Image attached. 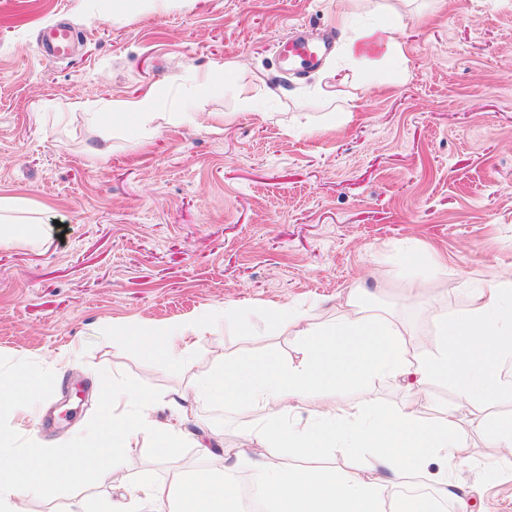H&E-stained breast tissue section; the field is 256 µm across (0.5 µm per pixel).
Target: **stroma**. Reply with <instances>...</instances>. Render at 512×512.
<instances>
[{
  "label": "stroma",
  "mask_w": 512,
  "mask_h": 512,
  "mask_svg": "<svg viewBox=\"0 0 512 512\" xmlns=\"http://www.w3.org/2000/svg\"><path fill=\"white\" fill-rule=\"evenodd\" d=\"M341 0H155L142 12L90 16L86 0H0V196H20L38 239L0 247V376L31 373L46 402L30 432L0 414L14 448L32 438L57 446L97 443L98 386L132 382L170 418L182 399L188 439L180 456L136 449L123 480L88 473L29 512H76L107 500L129 512L146 483L175 471L222 468L225 451L256 459L252 413L196 399L216 371L211 339L231 356L297 355V338L268 305L281 302L319 322L364 288L375 308L430 338L437 314L512 263V0H362L372 22H400L402 64L386 63L387 91L356 100L305 96L339 63L294 73L283 45L336 27ZM65 24L77 34L68 58L41 55L40 35ZM234 62V82L195 97L201 73ZM262 76L255 112L239 85ZM157 84L161 109L218 112L220 131L154 123L132 134L104 120L113 100ZM431 248L405 262V251ZM421 285L405 304L401 289ZM249 310L245 329L226 306ZM203 316L209 327L176 361L116 347L113 332ZM68 351V365L57 355ZM215 454L200 460L193 435ZM474 465L458 478L477 500L512 512V471L491 483L482 465L490 437L468 430Z\"/></svg>",
  "instance_id": "stroma-1"
}]
</instances>
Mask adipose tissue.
Instances as JSON below:
<instances>
[{
	"instance_id": "1",
	"label": "adipose tissue",
	"mask_w": 512,
	"mask_h": 512,
	"mask_svg": "<svg viewBox=\"0 0 512 512\" xmlns=\"http://www.w3.org/2000/svg\"><path fill=\"white\" fill-rule=\"evenodd\" d=\"M336 25L343 33L340 85L352 86L356 69L376 58L403 56L402 28L397 24L358 23L353 11H342ZM159 87L114 100L108 118L143 129L158 117ZM339 315L313 322L285 304L274 311L297 329L298 355L281 362L274 355L225 360L197 385L200 398L222 407L259 412L251 429L261 448H277L302 459L291 467L269 458L259 464L244 459L223 471L184 469L168 482L147 484L135 512H237L240 475L256 480L266 512H442L454 502L457 512H471V493L457 479L467 465L464 425L488 432L498 450V464L487 469L494 481L499 468L512 469V415L489 413L491 404L512 402V378L503 366L512 358V264L496 269L469 292L466 308L435 318L434 338L411 355L409 333L398 320L371 310L362 293H348ZM201 318L151 329L129 328L112 338L113 345L134 344L149 357L177 359L193 350ZM379 378L401 381L407 388L430 382L456 395L452 408L425 413L423 403L361 407L339 404L337 392ZM36 384L30 374L0 383V408L18 425L35 416ZM155 399L131 384L101 387L99 429L110 438L108 458L100 463V479H112L126 464L143 435H150L163 455L180 451L183 431L174 423H158ZM311 417L305 425L293 418L301 409ZM342 450L346 468L316 465V458ZM83 442L67 448H0V512H22L30 496L52 497L75 483L88 467ZM440 462L429 473V462ZM428 483L425 494L411 486ZM406 493L388 501L387 488Z\"/></svg>"
}]
</instances>
